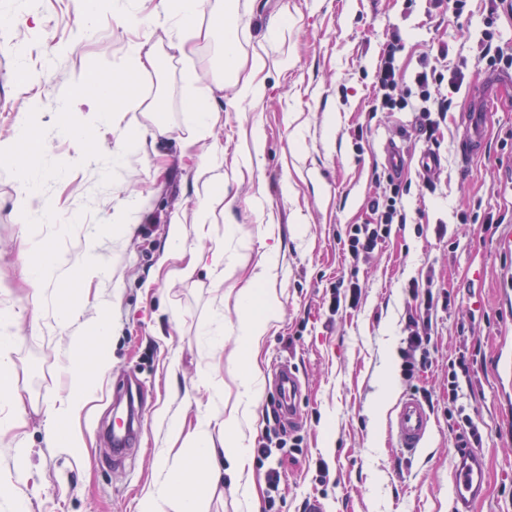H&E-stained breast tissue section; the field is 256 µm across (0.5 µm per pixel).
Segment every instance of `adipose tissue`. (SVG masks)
<instances>
[{"label":"adipose tissue","mask_w":512,"mask_h":512,"mask_svg":"<svg viewBox=\"0 0 512 512\" xmlns=\"http://www.w3.org/2000/svg\"><path fill=\"white\" fill-rule=\"evenodd\" d=\"M213 26L221 36V61L224 73L236 88L239 100L257 101L262 89L252 80L253 73L261 71L265 59L261 54L251 58L249 78H239L241 65L239 54V33L236 26L215 16ZM40 141L31 139L24 122H17L11 136L0 140V158L8 160L22 175L21 191L17 205L22 211L37 210L43 216H50L49 208L43 207L38 198V183L42 177L32 165V157L40 153ZM278 276V264L269 258L260 265V270L251 284L239 288L236 299L240 312L237 341L248 358V363L239 375L241 390L230 407L225 408L223 420L214 416L198 417L190 435H187L190 454L180 459L160 453L159 467L164 474L161 485L143 495L140 512H202L198 498L185 488L183 478L188 470H195L206 479L217 477L222 467H229L235 478L237 492L247 503H254L256 486L246 478L244 470L249 459L250 438L243 427L244 421L252 417V409L261 394L262 369L258 361L259 352L277 319L279 299L270 284ZM263 305L262 314H255L256 305ZM69 383L65 395L46 405L44 410L46 437L49 442L64 443L66 447H80L77 433L69 431L70 422L77 418L93 391L92 373L84 367L79 353L68 358ZM221 424L224 430L223 448H215L212 435L213 424Z\"/></svg>","instance_id":"adipose-tissue-1"}]
</instances>
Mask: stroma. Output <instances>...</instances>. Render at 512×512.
I'll return each mask as SVG.
<instances>
[{
  "label": "stroma",
  "mask_w": 512,
  "mask_h": 512,
  "mask_svg": "<svg viewBox=\"0 0 512 512\" xmlns=\"http://www.w3.org/2000/svg\"><path fill=\"white\" fill-rule=\"evenodd\" d=\"M160 0H142V25L117 22L112 0H96L92 36L77 33V0H39L37 9L0 0V139L25 120L45 148L36 163L39 195L54 213L45 221L19 212L16 169L0 162V333L9 338L14 390L26 424L0 435V512H138L159 480L162 449L185 456L172 441L168 417L193 429L198 416L220 413L234 401L245 358L238 349L235 291L267 254L280 267L272 287L280 316L260 355L264 376L293 367L302 398L298 425L288 438L298 447L274 450L281 473L280 512H303L318 498L324 512H451L453 450L465 429L448 415V371L466 352L459 410L482 434L488 467L485 496L473 512H512V89L502 93L486 127L484 147L462 156L467 96L479 93L486 68L474 65L485 27L512 53V10L487 25L485 0H469L454 22L442 20L432 0H235L227 19L240 34L242 63L261 53L255 80L263 95L240 102L233 88L213 91L222 69L218 39H191L175 49V31L160 17ZM402 35L400 86L409 87L433 47L448 48L447 63L468 61L454 93L455 108L442 128V165L436 194L418 181L429 145L414 112H371L372 80L384 42ZM149 39L153 67L125 74L131 43ZM124 74L113 106L137 146L122 167L103 175L100 155L116 137L80 98V77ZM212 92L220 120L198 136L191 99ZM366 136H359V128ZM81 129L93 145L74 137ZM262 139V151L253 148ZM399 140L409 189L401 204L407 221L391 227L357 275V308L328 310L333 286L351 273L344 244L350 224H371L376 178L385 172V146ZM224 149L223 184L206 187L211 145ZM209 215L197 224L194 213ZM135 211L123 225L121 210ZM182 222L181 250L169 228ZM42 242L67 265L46 278L40 295L24 283L22 239ZM104 280H86L80 255L87 239ZM223 247L236 273L218 282L206 268L187 280L177 275L198 249ZM447 293L435 304L427 366L413 380L402 374L406 322L416 302L411 282ZM71 322L60 328L58 315ZM112 336L102 351L91 346L99 315ZM223 329V344L207 351L203 329ZM82 343L95 369L94 395L75 428L82 445L62 448L45 438L43 408L64 394L63 360ZM126 379L144 394L139 441L114 463L99 433L112 419L114 385ZM223 384V397L208 382ZM407 394L429 396L434 427L424 448L407 457L391 431L393 409ZM23 440L27 471L17 474L11 447ZM329 467L319 479L317 460ZM189 489L204 512H247L230 475L216 482L196 474Z\"/></svg>",
  "instance_id": "stroma-1"
}]
</instances>
